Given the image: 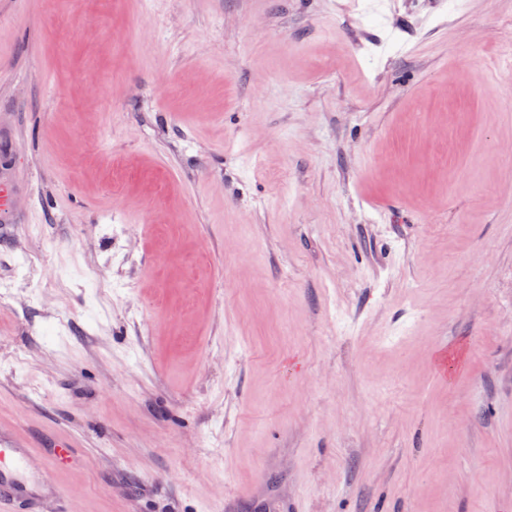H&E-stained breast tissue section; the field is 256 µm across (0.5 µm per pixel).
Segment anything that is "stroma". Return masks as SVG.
I'll list each match as a JSON object with an SVG mask.
<instances>
[{
  "instance_id": "1",
  "label": "stroma",
  "mask_w": 512,
  "mask_h": 512,
  "mask_svg": "<svg viewBox=\"0 0 512 512\" xmlns=\"http://www.w3.org/2000/svg\"><path fill=\"white\" fill-rule=\"evenodd\" d=\"M510 46L512 0H0V423L74 444L66 512H512ZM17 187L12 182H6L0 177V222L2 224H18L26 220V214L17 209L12 203V196Z\"/></svg>"
}]
</instances>
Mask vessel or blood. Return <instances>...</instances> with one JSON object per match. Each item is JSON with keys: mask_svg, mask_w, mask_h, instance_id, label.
<instances>
[{"mask_svg": "<svg viewBox=\"0 0 512 512\" xmlns=\"http://www.w3.org/2000/svg\"><path fill=\"white\" fill-rule=\"evenodd\" d=\"M17 187L0 178V222L18 224L26 215L12 203ZM30 445L22 440L16 429L0 427V512H34L41 499L50 495L48 473L64 468L71 462L73 446L69 442H56L44 454L41 474L28 468Z\"/></svg>", "mask_w": 512, "mask_h": 512, "instance_id": "obj_1", "label": "vessel or blood"}]
</instances>
